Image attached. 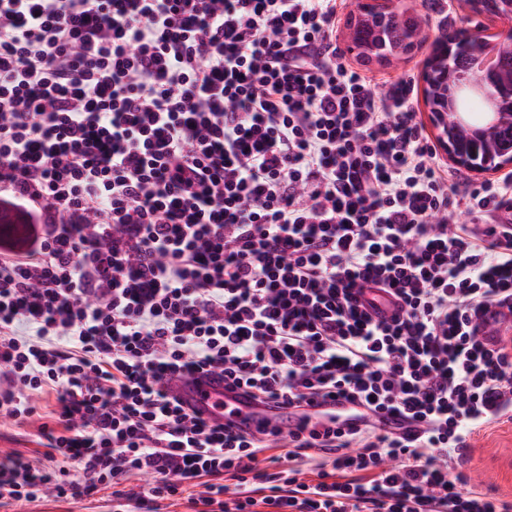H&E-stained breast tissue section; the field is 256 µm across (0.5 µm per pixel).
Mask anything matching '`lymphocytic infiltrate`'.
Wrapping results in <instances>:
<instances>
[{"mask_svg":"<svg viewBox=\"0 0 512 512\" xmlns=\"http://www.w3.org/2000/svg\"><path fill=\"white\" fill-rule=\"evenodd\" d=\"M338 6L0 0V194L50 218L0 244V419L56 400L51 467L0 459V501L512 512L452 466L512 412V337L479 338L512 302V171L457 193ZM198 373L346 406L247 437L167 393Z\"/></svg>","mask_w":512,"mask_h":512,"instance_id":"f902f5d3","label":"lymphocytic infiltrate"}]
</instances>
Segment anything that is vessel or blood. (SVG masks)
Here are the masks:
<instances>
[{"mask_svg":"<svg viewBox=\"0 0 512 512\" xmlns=\"http://www.w3.org/2000/svg\"><path fill=\"white\" fill-rule=\"evenodd\" d=\"M507 328L512 329V312L495 308L488 313L481 336L491 344ZM169 391L202 418L230 425L234 431L244 435L257 433L270 425L285 430L295 426L290 409L258 405L246 390H228L219 375L197 380L176 377L170 380Z\"/></svg>","mask_w":512,"mask_h":512,"instance_id":"b4317fda","label":"vessel or blood"}]
</instances>
